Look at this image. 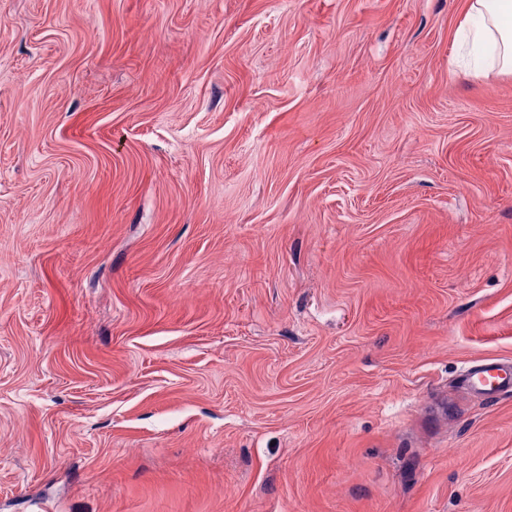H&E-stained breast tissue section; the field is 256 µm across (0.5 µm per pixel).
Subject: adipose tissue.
Segmentation results:
<instances>
[{
    "instance_id": "obj_1",
    "label": "adipose tissue",
    "mask_w": 512,
    "mask_h": 512,
    "mask_svg": "<svg viewBox=\"0 0 512 512\" xmlns=\"http://www.w3.org/2000/svg\"><path fill=\"white\" fill-rule=\"evenodd\" d=\"M467 14L476 73L512 75V0H469Z\"/></svg>"
}]
</instances>
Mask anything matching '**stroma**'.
<instances>
[{
    "mask_svg": "<svg viewBox=\"0 0 512 512\" xmlns=\"http://www.w3.org/2000/svg\"><path fill=\"white\" fill-rule=\"evenodd\" d=\"M466 11L0 0V512H512ZM461 384L486 400L494 401L512 391V364L486 361L470 366L461 374Z\"/></svg>",
    "mask_w": 512,
    "mask_h": 512,
    "instance_id": "1",
    "label": "stroma"
}]
</instances>
